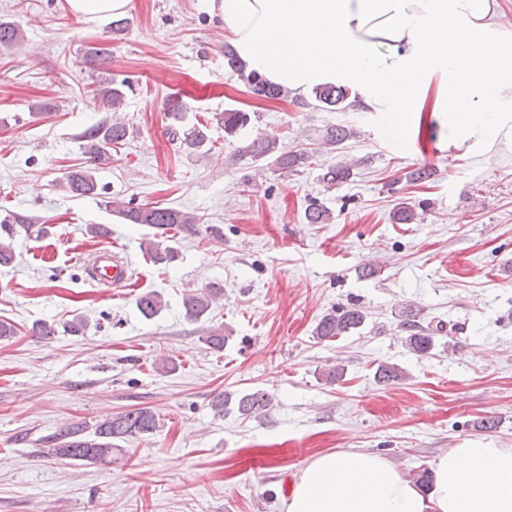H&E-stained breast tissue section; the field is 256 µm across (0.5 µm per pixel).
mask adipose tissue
Returning <instances> with one entry per match:
<instances>
[{
    "instance_id": "adipose-tissue-1",
    "label": "adipose tissue",
    "mask_w": 512,
    "mask_h": 512,
    "mask_svg": "<svg viewBox=\"0 0 512 512\" xmlns=\"http://www.w3.org/2000/svg\"><path fill=\"white\" fill-rule=\"evenodd\" d=\"M248 69L304 94L337 84L413 128L443 114L463 141L512 135V31L499 0H209ZM285 512H512V448L449 449L422 489L349 448L314 457Z\"/></svg>"
}]
</instances>
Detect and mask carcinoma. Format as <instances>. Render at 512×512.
Returning a JSON list of instances; mask_svg holds the SVG:
<instances>
[{
	"label": "carcinoma",
	"mask_w": 512,
	"mask_h": 512,
	"mask_svg": "<svg viewBox=\"0 0 512 512\" xmlns=\"http://www.w3.org/2000/svg\"><path fill=\"white\" fill-rule=\"evenodd\" d=\"M24 41L20 27L12 22L0 21V48L12 49ZM224 65L235 72L245 85L256 95L269 100H279L288 97V90L280 85L272 84L255 72L246 71V67L235 51L227 46L224 49ZM126 82L117 86L112 84L98 90V96L103 103L113 111H118L125 102L122 87ZM315 101L321 107L330 110H340L347 106L349 90L342 85L325 84L312 90ZM187 106L178 96H172L167 102L166 118L169 120L168 133L172 138L181 140V144L189 150L198 151L209 141V128L206 125H194L183 129L186 120ZM217 125L224 128V134L235 137L245 129L251 121L250 114L237 109H227L216 114ZM129 130L122 122H102L86 129L82 139L84 153L88 157L90 167L76 170L68 174L62 183V188L74 197L87 196L97 190L94 176L99 166L112 160V146L119 145L127 139ZM351 131L343 126L327 129L323 143L330 146L343 144ZM243 153L254 158H269L280 168L295 171L307 163L308 156L302 152L285 151L279 146L275 137L262 136L251 140ZM351 166L336 164L328 168L322 175V180L330 186L347 182L350 178ZM115 216L125 224L148 225L163 230L197 232L198 218L195 214L170 207L145 204L133 205L108 202ZM418 213L407 203L400 204L392 215L396 224H413ZM305 220L309 224H328L331 213L324 207L312 203L305 209ZM33 225L25 222L21 216H13L0 221V266H7L14 259L12 242L21 230L32 231ZM142 248L156 263L168 266L177 260L179 253L173 247H160L152 240H143ZM224 294V289L213 286L191 290L182 298L184 317L191 322H199L209 314L214 304ZM166 307L162 295L156 291H145L136 298V308L146 320L157 317ZM366 312L358 305L343 307L321 317L313 330V336L320 341L333 340L345 336L364 325ZM402 330L408 333L404 343L412 352L424 355L434 347L435 335L443 330V326L433 328L421 326L410 319L402 323ZM273 396L257 389L242 393L238 397L224 393L212 401V410L217 416H224L231 411L248 418H260L268 414L272 408ZM159 428L155 414L147 407L118 413L112 417L97 421L89 426L83 422H73L64 425L52 437V447L42 449L43 455L71 464L80 462L84 465L112 464V453H122L123 449L116 447L114 441L123 442L145 438Z\"/></svg>",
	"instance_id": "1"
}]
</instances>
